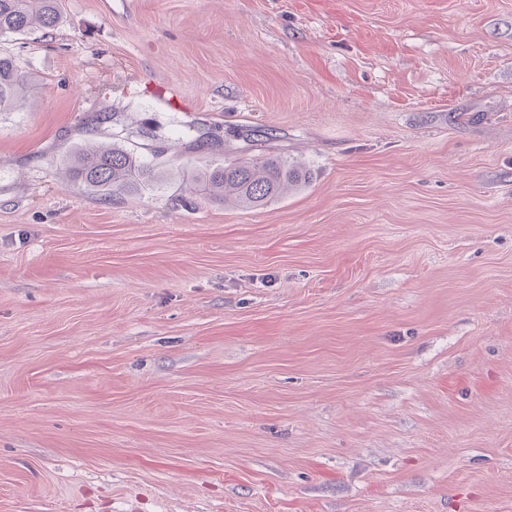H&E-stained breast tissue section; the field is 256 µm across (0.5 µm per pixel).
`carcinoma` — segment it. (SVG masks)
I'll use <instances>...</instances> for the list:
<instances>
[{"label": "carcinoma", "mask_w": 512, "mask_h": 512, "mask_svg": "<svg viewBox=\"0 0 512 512\" xmlns=\"http://www.w3.org/2000/svg\"><path fill=\"white\" fill-rule=\"evenodd\" d=\"M63 22L61 0H0V38ZM32 73L12 57L0 55V112L13 111L36 90ZM68 180L104 195L133 193L153 185L151 167L118 145L77 152L66 167ZM307 179V172L286 160L234 161L198 174L194 190L208 199L246 208L262 207Z\"/></svg>", "instance_id": "obj_1"}]
</instances>
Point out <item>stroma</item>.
I'll return each instance as SVG.
<instances>
[{
    "instance_id": "35a3bbf8",
    "label": "stroma",
    "mask_w": 512,
    "mask_h": 512,
    "mask_svg": "<svg viewBox=\"0 0 512 512\" xmlns=\"http://www.w3.org/2000/svg\"><path fill=\"white\" fill-rule=\"evenodd\" d=\"M62 12L0 38V512H512V0ZM112 143L161 183H62ZM36 86L30 71L11 56L0 55V112L13 111L20 101L33 94ZM307 172L287 160L234 161L213 165L198 174L194 190L208 199L246 208L262 207L290 187L306 182Z\"/></svg>"
}]
</instances>
